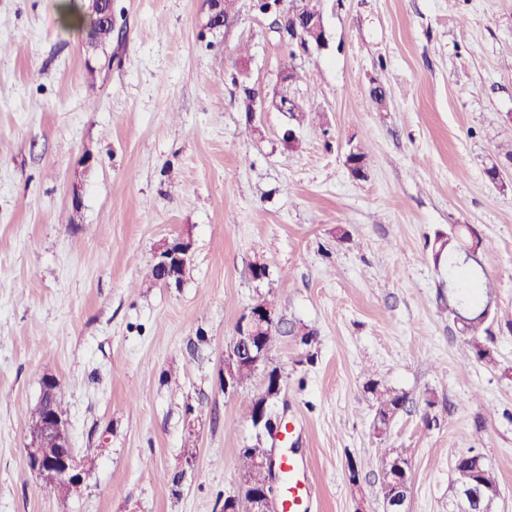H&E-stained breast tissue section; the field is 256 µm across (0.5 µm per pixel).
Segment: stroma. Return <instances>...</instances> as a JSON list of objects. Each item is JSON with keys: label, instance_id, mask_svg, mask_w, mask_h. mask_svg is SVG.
<instances>
[{"label": "stroma", "instance_id": "35a3bbf8", "mask_svg": "<svg viewBox=\"0 0 512 512\" xmlns=\"http://www.w3.org/2000/svg\"><path fill=\"white\" fill-rule=\"evenodd\" d=\"M57 2L0 0V512H223L262 384L225 393L224 350L265 298L281 322L273 411L311 512H384L386 448L411 461L407 512H448L472 448L512 512V161L498 153L512 141V0H321L322 50L280 40L250 0L216 32L206 0H112L93 59ZM286 67L300 116H249L245 89L270 94ZM460 224L482 239L490 364L449 316L433 260L437 233ZM177 237L191 247L181 285L151 283ZM47 376L85 456L77 496L26 464ZM371 378L407 398L383 434Z\"/></svg>", "mask_w": 512, "mask_h": 512}]
</instances>
